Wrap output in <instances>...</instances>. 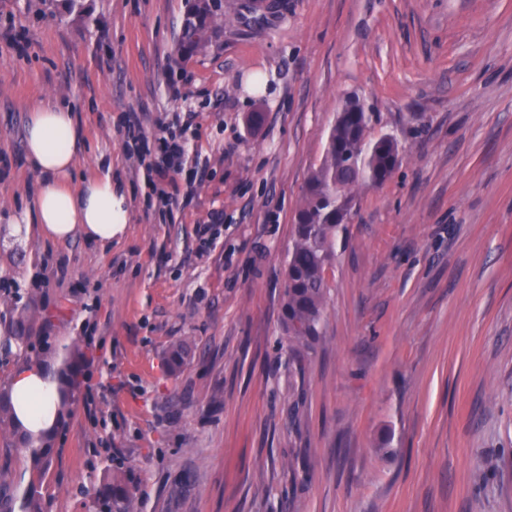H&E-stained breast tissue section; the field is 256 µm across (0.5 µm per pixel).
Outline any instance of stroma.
Listing matches in <instances>:
<instances>
[{"instance_id": "obj_1", "label": "stroma", "mask_w": 512, "mask_h": 512, "mask_svg": "<svg viewBox=\"0 0 512 512\" xmlns=\"http://www.w3.org/2000/svg\"><path fill=\"white\" fill-rule=\"evenodd\" d=\"M224 3L236 16L183 59L186 0H0V312L17 291L38 311L0 386L85 353L44 512H91L107 469L133 512H512V0ZM350 98L400 159L356 190L300 360L291 229ZM46 100L74 110L76 179L111 167L126 196L111 247L10 223L40 181L24 136ZM162 121L198 169L173 205L153 184Z\"/></svg>"}]
</instances>
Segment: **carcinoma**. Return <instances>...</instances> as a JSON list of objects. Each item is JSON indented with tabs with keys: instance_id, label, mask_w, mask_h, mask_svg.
I'll list each match as a JSON object with an SVG mask.
<instances>
[{
	"instance_id": "obj_1",
	"label": "carcinoma",
	"mask_w": 512,
	"mask_h": 512,
	"mask_svg": "<svg viewBox=\"0 0 512 512\" xmlns=\"http://www.w3.org/2000/svg\"><path fill=\"white\" fill-rule=\"evenodd\" d=\"M178 51L187 58L211 43L208 30L224 24V0H187ZM370 114L352 103L337 113L330 129L323 159L309 176L301 204L292 225V246L288 250L283 305V327L289 350L299 357L315 351L322 334V318L329 293L328 272L336 263V240L346 230L347 217L357 186H379L392 175L399 162V146L384 135L372 141L366 131ZM35 301L15 302L0 312V352L26 353L31 348ZM83 351L75 348L56 371L64 390L63 408H68L76 388L75 362ZM0 429L10 431L13 440L28 452L32 474L42 478L50 466L52 440L33 441L14 425L6 389H0ZM132 497L123 478L104 471L93 501L94 512H131ZM0 512H43L35 481L17 496L13 483L0 478Z\"/></svg>"
}]
</instances>
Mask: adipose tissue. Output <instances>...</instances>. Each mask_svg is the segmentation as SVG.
I'll return each mask as SVG.
<instances>
[{"label": "adipose tissue", "mask_w": 512, "mask_h": 512, "mask_svg": "<svg viewBox=\"0 0 512 512\" xmlns=\"http://www.w3.org/2000/svg\"><path fill=\"white\" fill-rule=\"evenodd\" d=\"M80 131L69 108L41 105L31 110L25 155L40 177L30 205L14 216L17 224L39 225L41 233L62 241L74 234L106 247L122 232L128 219L122 196L116 194L111 172H103L79 187H71ZM60 384L43 365L17 367L8 382L15 415L32 438L56 434L62 423Z\"/></svg>", "instance_id": "obj_1"}]
</instances>
